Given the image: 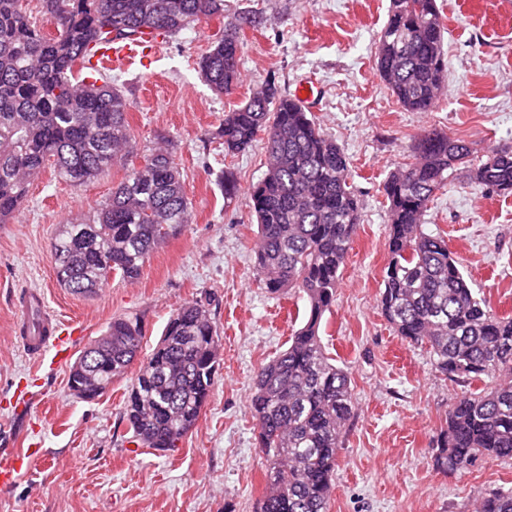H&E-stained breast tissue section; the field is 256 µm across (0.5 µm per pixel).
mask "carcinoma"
Segmentation results:
<instances>
[{"label":"carcinoma","mask_w":512,"mask_h":512,"mask_svg":"<svg viewBox=\"0 0 512 512\" xmlns=\"http://www.w3.org/2000/svg\"><path fill=\"white\" fill-rule=\"evenodd\" d=\"M222 14L224 0H0V224L19 211L31 179L47 165L78 188L134 153L129 100L109 69L84 62L103 45L176 35ZM40 15L54 31L44 29ZM259 24L249 13L224 22V34L198 63L212 90L229 94L237 87L240 32ZM375 60L405 110L431 111L445 72L437 0H390ZM261 132L267 171L247 195L257 224L253 272L270 294L303 292L307 317L288 347L255 372L249 409L267 486L259 512H328L355 402L351 374L331 362L320 327L361 223V203L344 151L272 80L224 114L219 136L226 152L239 154ZM471 155L466 142L424 129L413 161L384 184L390 259L382 315L401 339L426 347L442 375L464 386L494 378L448 404L435 456L446 472L479 456L512 459V316L493 312L445 238L423 229L448 171L466 166ZM470 174L494 192L512 194V151H491ZM190 220L173 149L155 150L112 188L92 219L61 226L53 244L58 281L73 294L90 295L114 274L133 279ZM103 335L112 340L81 353L69 387L81 389L89 375L110 386L137 360L144 337L138 316L112 319ZM218 342L202 301L170 315L124 405L137 441L169 451L192 430L214 385ZM479 512H512V491L488 494Z\"/></svg>","instance_id":"cac0c4a2"}]
</instances>
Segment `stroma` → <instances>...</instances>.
Returning a JSON list of instances; mask_svg holds the SVG:
<instances>
[{
	"label": "stroma",
	"instance_id": "1",
	"mask_svg": "<svg viewBox=\"0 0 512 512\" xmlns=\"http://www.w3.org/2000/svg\"><path fill=\"white\" fill-rule=\"evenodd\" d=\"M225 2L229 11L263 19L244 31L232 94L214 93L198 69L224 30L220 17L159 38L150 58L111 72L131 103L133 163L174 145L191 224L155 250L135 279L113 276L90 297L59 285L52 244L60 225L93 217L125 168L79 188L45 169L16 215L0 224V452L39 451L0 487V512H256L266 466L249 412L253 374L286 349L306 300L295 290L269 294L254 280L257 226L244 198L225 202L221 177L232 171L248 190L263 178L267 157L259 146L225 152L218 131L226 112L270 80L289 93L303 81L316 85L310 110L349 157V181L362 203L336 301L321 326L328 356L350 368L355 393L329 512H476L486 494L512 490V460L481 458L447 473L435 466L436 435L463 388L437 373L423 348L396 336L378 308L389 262L383 185L410 161L425 128L470 144L476 165L491 150L512 148V0H437L447 77L430 112L404 110L375 70L389 0ZM425 229L447 238L493 310L512 315V195L458 170L437 192ZM28 291L41 295L54 320L78 328L79 352L112 318L139 316L145 356L175 309L209 301L220 367L196 425L174 450L133 437L123 416L133 375L85 400L68 387L70 362L51 367L23 351L16 336Z\"/></svg>",
	"mask_w": 512,
	"mask_h": 512
}]
</instances>
